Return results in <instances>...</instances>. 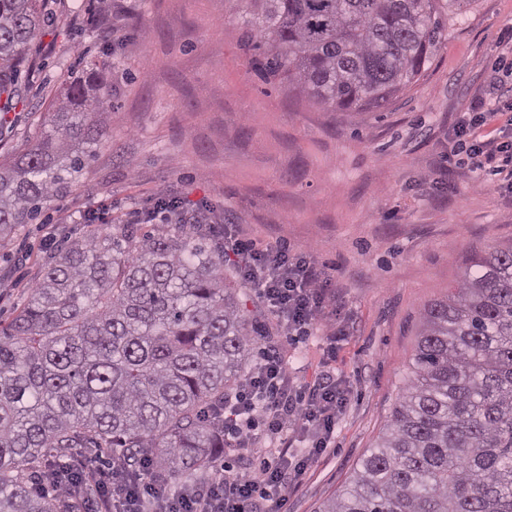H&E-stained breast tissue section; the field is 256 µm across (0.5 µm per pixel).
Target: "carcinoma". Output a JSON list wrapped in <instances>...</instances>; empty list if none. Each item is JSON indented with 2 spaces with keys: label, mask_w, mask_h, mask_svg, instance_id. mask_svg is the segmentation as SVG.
<instances>
[{
  "label": "carcinoma",
  "mask_w": 512,
  "mask_h": 512,
  "mask_svg": "<svg viewBox=\"0 0 512 512\" xmlns=\"http://www.w3.org/2000/svg\"><path fill=\"white\" fill-rule=\"evenodd\" d=\"M240 49L271 80L336 112L408 90L472 0H244ZM38 0H0V96L41 33ZM105 74L70 83L35 143L0 165V235L30 224L103 137ZM204 229L103 224L49 253L26 301L0 323V512H68L32 489L69 451L132 465L128 479L189 489L224 458V396L255 330L224 251ZM407 382L375 443L318 512H512V244L475 256L422 312Z\"/></svg>",
  "instance_id": "carcinoma-1"
}]
</instances>
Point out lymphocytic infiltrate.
I'll list each match as a JSON object with an SVG mask.
<instances>
[{
  "label": "lymphocytic infiltrate",
  "instance_id": "obj_1",
  "mask_svg": "<svg viewBox=\"0 0 512 512\" xmlns=\"http://www.w3.org/2000/svg\"><path fill=\"white\" fill-rule=\"evenodd\" d=\"M501 77H492L483 95L464 113L457 135L477 157L479 167L493 169L512 189V132L480 138L476 131L491 120L487 110ZM224 252L258 294L267 310L283 323L289 336H305L324 328L327 357L335 359L343 335L334 316L332 278L311 251L282 244L257 245L240 239L229 226L218 229ZM300 386L278 351L265 352L246 374L242 386L224 399V437L241 461L238 471L203 487L177 492L151 483L127 482L121 468L90 475L92 504L83 512H288V489L300 485L309 469L327 452L336 421L350 396L335 374L323 372L320 382L300 395ZM308 437L304 455L291 453V437Z\"/></svg>",
  "mask_w": 512,
  "mask_h": 512
}]
</instances>
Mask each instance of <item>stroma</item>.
Masks as SVG:
<instances>
[{
    "instance_id": "35a3bbf8",
    "label": "stroma",
    "mask_w": 512,
    "mask_h": 512,
    "mask_svg": "<svg viewBox=\"0 0 512 512\" xmlns=\"http://www.w3.org/2000/svg\"><path fill=\"white\" fill-rule=\"evenodd\" d=\"M241 0H45L48 25L0 118V163L27 149L69 83L108 74L106 139L39 220L0 239V316L28 295L50 250L106 224L173 223L159 195L207 204L208 224L312 251L326 266L347 336L336 377L352 391L331 448L288 493L316 512L381 434L407 377L423 308L489 247L512 242V191L475 171L457 123L507 48L512 0H473L409 91L383 108L333 112L269 83L239 48ZM323 339L280 352L313 385Z\"/></svg>"
}]
</instances>
